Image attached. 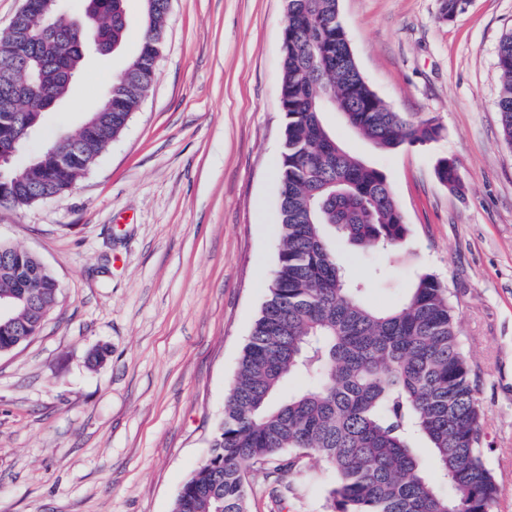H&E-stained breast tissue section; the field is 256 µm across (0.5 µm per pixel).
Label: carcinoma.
<instances>
[{"label":"carcinoma","instance_id":"obj_1","mask_svg":"<svg viewBox=\"0 0 512 512\" xmlns=\"http://www.w3.org/2000/svg\"><path fill=\"white\" fill-rule=\"evenodd\" d=\"M47 2L28 0L27 13L0 35V143L41 129L46 112L69 94L88 47L101 54L123 41L125 0H88L81 29L61 22L37 33L35 18ZM286 7L278 263L209 454L173 512H249L245 466L284 450L292 454L286 474L317 475L303 465L309 455L331 472L327 512H491L498 483L482 459L484 413L448 286L423 273L399 304L378 310L336 249L343 239L388 259L408 227L385 173L348 151L325 114L338 113L382 151L433 140L440 127L431 118L410 120L379 98L356 64L338 0H287ZM167 10L168 0L145 4L138 54L97 109L63 134L70 162L60 167L41 154L13 169L0 201L23 208L61 195L121 134L154 80ZM498 67L497 108L512 143V32L499 43ZM436 174L446 186L460 184L452 158L440 160ZM37 265L34 255H0V297L14 318L0 327V353L37 335L57 302L60 285ZM291 378L308 386L280 396ZM416 439L430 448L428 468Z\"/></svg>","mask_w":512,"mask_h":512}]
</instances>
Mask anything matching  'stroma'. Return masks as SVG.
Segmentation results:
<instances>
[{"mask_svg": "<svg viewBox=\"0 0 512 512\" xmlns=\"http://www.w3.org/2000/svg\"><path fill=\"white\" fill-rule=\"evenodd\" d=\"M339 0L356 63L394 111L440 126L386 152L339 118L337 138L387 176L408 226L389 260L350 254L378 309L419 273L445 282L485 413L483 458L512 512V144L502 134L498 45L512 0ZM144 0H126L120 48L89 55L70 95L17 157L76 128L137 54ZM285 0H170L147 96L77 183L0 207V243L58 280L28 344L0 354V512H172L207 455L279 253ZM455 159L461 185L436 175ZM107 356L98 366L96 348ZM250 512H323L313 482L246 471Z\"/></svg>", "mask_w": 512, "mask_h": 512, "instance_id": "35a3bbf8", "label": "stroma"}]
</instances>
